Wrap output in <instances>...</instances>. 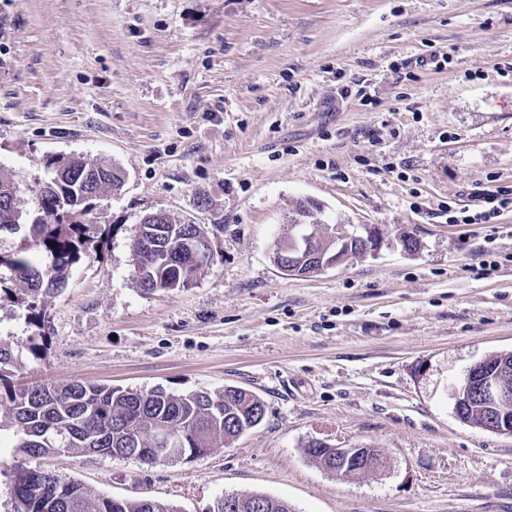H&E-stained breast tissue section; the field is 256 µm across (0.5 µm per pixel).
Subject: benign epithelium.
Segmentation results:
<instances>
[{"mask_svg":"<svg viewBox=\"0 0 512 512\" xmlns=\"http://www.w3.org/2000/svg\"><path fill=\"white\" fill-rule=\"evenodd\" d=\"M309 212L300 217L299 222L291 226L288 240L278 243L275 248V261L278 267L288 275L307 276L335 266L359 252L348 248L354 237L347 225L337 223L329 225L323 222L311 202H305ZM363 243V252H375L381 245L380 232L376 228L365 227V235L359 236ZM184 249L191 255L194 272L191 274L179 270L178 287L188 286L210 266L213 256L209 246L194 236L183 239ZM483 363L470 368L464 379L475 382V395L490 409L489 420L498 425L496 432L511 434L508 414L512 412V395L506 392L498 379L481 374ZM321 456H326L332 463L330 471L339 476H347L358 470L367 469L378 464L383 454L380 449L370 444L354 445L348 448L329 444L318 449ZM199 456L198 452L188 454L174 448V441L162 436L154 449V457L160 460H188Z\"/></svg>","mask_w":512,"mask_h":512,"instance_id":"7a95c632","label":"benign epithelium"}]
</instances>
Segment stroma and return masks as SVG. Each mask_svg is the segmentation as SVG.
I'll return each instance as SVG.
<instances>
[{"label":"stroma","mask_w":512,"mask_h":512,"mask_svg":"<svg viewBox=\"0 0 512 512\" xmlns=\"http://www.w3.org/2000/svg\"><path fill=\"white\" fill-rule=\"evenodd\" d=\"M60 155L125 181L92 200L106 233L44 311L0 290L9 384L234 386L265 417L192 460L27 467L179 512L256 493L293 512H512V436L463 423L452 395L512 350V211L445 215L512 186V0H0V178L22 210ZM309 199L381 248L285 275L275 245ZM159 210L206 227L191 287L133 277ZM316 439L374 445L385 467L337 477L305 455ZM485 205L480 211L471 212L468 207L452 211L448 207V223L451 224H493L504 211L512 209V187L502 186L483 194Z\"/></svg>","instance_id":"1"}]
</instances>
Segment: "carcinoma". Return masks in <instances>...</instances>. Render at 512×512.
<instances>
[{"label":"carcinoma","mask_w":512,"mask_h":512,"mask_svg":"<svg viewBox=\"0 0 512 512\" xmlns=\"http://www.w3.org/2000/svg\"><path fill=\"white\" fill-rule=\"evenodd\" d=\"M58 172L66 181L57 191L43 190L40 224L29 225L28 234L15 252L0 254V284L18 281L28 310L42 306L62 291L70 270L83 254H89L88 202L74 203L72 193L80 189L96 197L109 186L119 189L120 172L106 168L87 156H54L46 162L47 179ZM141 235L133 242V275L139 285L167 288L175 268L155 257L175 253L186 235L207 238L201 224H140ZM56 246H51V243ZM9 345L0 340V431H13L14 447L37 449L46 455L87 452L89 448H153L155 427L161 425L180 447L212 450L224 441L239 438L264 419L265 406L250 391L227 387L216 392L168 393L162 389L127 391L74 380L65 386L35 383L17 389L5 384L4 369L13 364ZM490 364L504 370L505 385L512 389V351L502 352ZM464 422L483 428L487 410L478 401L466 408ZM12 473L14 512H43L48 498L61 503L60 512H178L174 506L151 499H125L112 510V498H92L82 484L48 478L45 472L20 462L5 464ZM237 512H282L279 500L261 494L241 495ZM257 508H252L251 504Z\"/></svg>","instance_id":"carcinoma-1"}]
</instances>
